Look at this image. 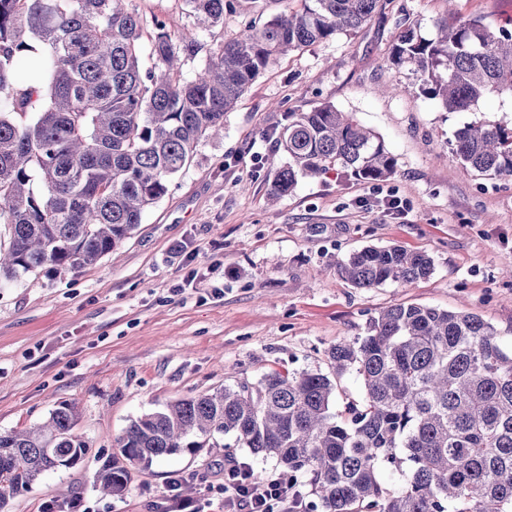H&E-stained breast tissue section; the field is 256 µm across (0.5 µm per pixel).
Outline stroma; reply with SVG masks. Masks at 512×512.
<instances>
[{
    "mask_svg": "<svg viewBox=\"0 0 512 512\" xmlns=\"http://www.w3.org/2000/svg\"><path fill=\"white\" fill-rule=\"evenodd\" d=\"M360 29L281 56L224 117V135L201 139L191 164L144 215L118 254L77 274L33 273L0 290V431L45 420L76 403L90 448L75 468L46 473L11 512L76 502L89 512H164L172 482L222 512L224 468L275 462L247 449L166 456L106 496L95 473L132 419L279 368H325V352L363 333L371 316L422 304L482 316L512 349V180L480 175L450 150L463 123H512V98L448 112L420 73L390 61L400 31L434 38L437 24L478 19L512 31V0H380ZM144 22L209 46L263 16L228 14L199 29L185 0H129ZM330 103L378 134L395 174L362 182L339 166L299 179L269 202L268 155L292 112ZM399 199L400 208L387 205ZM429 254V278L359 289L337 264L367 245Z\"/></svg>",
    "mask_w": 512,
    "mask_h": 512,
    "instance_id": "1",
    "label": "stroma"
}]
</instances>
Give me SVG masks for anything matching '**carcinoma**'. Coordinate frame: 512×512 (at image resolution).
<instances>
[{
	"instance_id": "1",
	"label": "carcinoma",
	"mask_w": 512,
	"mask_h": 512,
	"mask_svg": "<svg viewBox=\"0 0 512 512\" xmlns=\"http://www.w3.org/2000/svg\"><path fill=\"white\" fill-rule=\"evenodd\" d=\"M281 10L211 51L193 34L143 19L127 0H0V288L37 271L77 273L112 254L169 191L201 138L221 137L224 115L274 61L356 31L379 0H186L210 27L242 3ZM425 39L401 31L395 66L425 76L448 112L489 94L512 97V32L476 20ZM153 65H141L139 43ZM206 52L189 82L183 53ZM288 155L270 197L300 178L343 167L384 181L397 160L349 112L329 103L289 115L279 134ZM453 153L485 176L512 177V125L481 119L453 133ZM434 271L432 257L400 246H365L338 263L356 288L409 286ZM327 371L272 370L212 393L182 398L134 420L115 440L96 484L122 494L153 460L214 448L272 458L290 480L307 478L301 512H512V351L481 316L421 304L378 312L364 334L326 352ZM362 396L334 412L341 377ZM73 403L25 431H0V512L45 472L70 469L89 444ZM234 439V444L225 438ZM402 475L396 485L383 479Z\"/></svg>"
}]
</instances>
